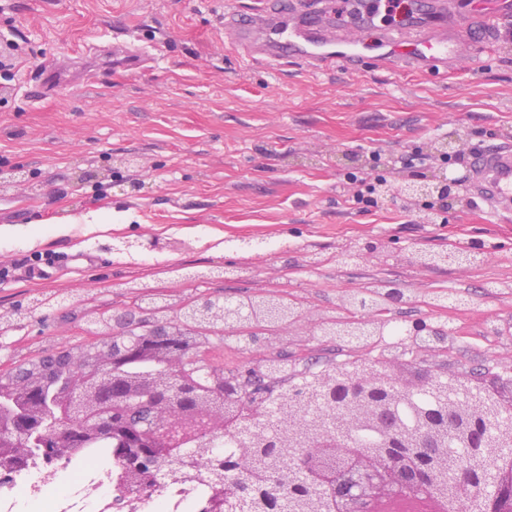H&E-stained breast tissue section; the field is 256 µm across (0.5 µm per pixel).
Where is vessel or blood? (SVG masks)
Instances as JSON below:
<instances>
[{
	"mask_svg": "<svg viewBox=\"0 0 512 512\" xmlns=\"http://www.w3.org/2000/svg\"><path fill=\"white\" fill-rule=\"evenodd\" d=\"M512 23V0H475L459 15L453 0H405L395 20L382 17L380 0H270L267 7L224 15L233 47L274 69L292 60L310 71L358 72L368 65L440 75L479 48H491ZM113 63L124 70L143 60L130 44L113 46ZM68 75L50 70L36 77L30 95H50ZM474 196L512 214V148L493 147L472 158Z\"/></svg>",
	"mask_w": 512,
	"mask_h": 512,
	"instance_id": "1",
	"label": "vessel or blood"
}]
</instances>
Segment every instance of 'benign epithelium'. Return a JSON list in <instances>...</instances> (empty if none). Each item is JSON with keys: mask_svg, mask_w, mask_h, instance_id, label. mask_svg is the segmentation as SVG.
<instances>
[{"mask_svg": "<svg viewBox=\"0 0 512 512\" xmlns=\"http://www.w3.org/2000/svg\"><path fill=\"white\" fill-rule=\"evenodd\" d=\"M461 176L408 181L400 194L408 201L435 197L453 204ZM133 302L116 307L123 318L109 321L104 338L68 351L71 373L53 386L40 375L13 378L0 388V466L18 468L38 448L44 454L72 455L102 440L131 461L126 486L149 497L163 480V466L181 457L203 438L233 430L247 411L235 384L200 388L187 370L195 347L173 332L170 321L143 306L152 299L170 306L168 295L130 291ZM217 292H199L182 305L205 310ZM346 383L318 384L315 405L300 410L288 401L293 420L281 435L317 421L313 439L298 464L282 466L278 481L305 488L322 503L320 512H512V379H470L414 369L397 360L381 373L364 365L343 372ZM378 388L395 398L429 393L439 400L436 412L420 416L409 435L397 425L392 406L376 404ZM368 418L381 426L374 448H352L346 435ZM467 449L475 464L451 469L437 460L439 436ZM247 498V486L205 502L202 512H235Z\"/></svg>", "mask_w": 512, "mask_h": 512, "instance_id": "7a95c632", "label": "benign epithelium"}]
</instances>
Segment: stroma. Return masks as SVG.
Here are the masks:
<instances>
[{
	"label": "stroma",
	"instance_id": "stroma-1",
	"mask_svg": "<svg viewBox=\"0 0 512 512\" xmlns=\"http://www.w3.org/2000/svg\"><path fill=\"white\" fill-rule=\"evenodd\" d=\"M261 0H0V310L39 293L68 296L0 345V366L37 351L82 343L87 303H125L127 283L193 295L184 266H247L212 283L227 296L287 286L311 312L377 279L421 297L460 293L462 310L407 305L396 318L457 325L448 351L425 366L505 373L512 369V221L475 202L468 185L432 218L399 187L443 170L470 171L474 152L512 146V32L445 75L368 68L315 75L296 62L268 69L230 46L224 13ZM130 42L147 61L124 71L96 60L99 81L74 78L31 99L32 78L77 70L99 47ZM457 135L463 154L430 146ZM385 180L370 211L350 208L356 178ZM118 214L106 232L93 216ZM273 240L267 256L253 241ZM155 242L137 263L112 252L123 240ZM376 244L359 264L334 259L341 244ZM475 247L469 266L422 268L412 248ZM48 267L44 277L24 265Z\"/></svg>",
	"mask_w": 512,
	"mask_h": 512
}]
</instances>
